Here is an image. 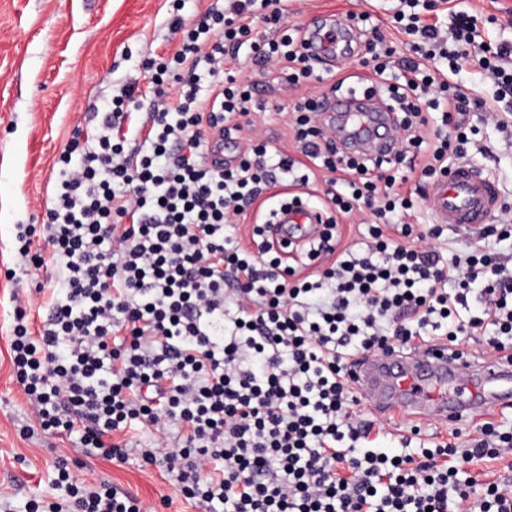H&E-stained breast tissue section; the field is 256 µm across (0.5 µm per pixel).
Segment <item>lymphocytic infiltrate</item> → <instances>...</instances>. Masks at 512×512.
<instances>
[{"mask_svg":"<svg viewBox=\"0 0 512 512\" xmlns=\"http://www.w3.org/2000/svg\"><path fill=\"white\" fill-rule=\"evenodd\" d=\"M419 2L399 0L393 16L416 39L409 57H397L370 13L350 14L372 58L356 74L338 72L307 27L288 23V0H224L194 25L172 15L181 39L167 60L147 61L149 95L123 86L93 142L72 136L43 222L18 227L19 255L37 266L50 249L60 270L47 320L32 329L16 304L10 338L13 378L44 436H77L124 463L123 433L145 426L153 438L141 466L174 476L204 512H512V478L479 484L464 473L472 460L511 456L512 428L487 422L465 443L391 455L376 447L382 425L361 416L349 375L365 354L431 345L458 354L480 330L490 334L482 358L512 363V264L495 249L512 239V207L472 232L464 255L436 249L444 225L414 222L429 185L475 148L471 110L512 137V112L501 108L512 44L481 34L462 10L428 22ZM244 48L290 88L327 81L387 99L400 149L339 154L321 100L305 96L286 116L299 157L241 141L253 88L225 63ZM474 49L494 101L461 90ZM426 101L439 116L424 115ZM139 110L133 147L120 131ZM227 141L236 154L209 165ZM406 159L420 163L414 194L393 171ZM320 171L324 192L298 195ZM279 185L293 196L261 214L255 250L241 248L240 218ZM362 207L373 216L366 235L340 245V221ZM305 208L317 211L318 233L278 240L280 214ZM56 470L63 495L29 512H157L109 482H80L67 460Z\"/></svg>","mask_w":512,"mask_h":512,"instance_id":"1","label":"lymphocytic infiltrate"}]
</instances>
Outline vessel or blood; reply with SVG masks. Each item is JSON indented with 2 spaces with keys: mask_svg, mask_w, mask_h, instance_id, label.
<instances>
[{
  "mask_svg": "<svg viewBox=\"0 0 512 512\" xmlns=\"http://www.w3.org/2000/svg\"><path fill=\"white\" fill-rule=\"evenodd\" d=\"M336 110L351 127L343 149L391 150L386 137L393 114L374 101L347 100ZM435 223L472 230L489 223L501 206V190L484 167L457 163L448 180L431 190ZM355 386L376 409L408 413L448 426L487 415L491 407H512V365L447 353L395 352L371 355L353 365Z\"/></svg>",
  "mask_w": 512,
  "mask_h": 512,
  "instance_id": "1",
  "label": "vessel or blood"
}]
</instances>
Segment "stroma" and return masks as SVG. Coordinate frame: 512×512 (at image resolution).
Here are the masks:
<instances>
[{
  "mask_svg": "<svg viewBox=\"0 0 512 512\" xmlns=\"http://www.w3.org/2000/svg\"><path fill=\"white\" fill-rule=\"evenodd\" d=\"M393 0H291L289 23L307 24L314 15L370 12L389 22ZM479 29L512 42V0H465ZM170 0H0V497L11 512H26L33 499L52 498L56 463H73L75 476L88 483L110 480L121 492L159 505V512H202L178 493L172 476L137 459L118 464L94 458L75 440L21 438L29 419L18 385L11 378L9 334L12 293L28 296L34 324L52 307L57 269L45 261L34 276L24 275L14 239L15 225L38 224L53 196L55 162L75 130L94 135L93 115L127 83L147 89V58L168 56L177 39L169 28ZM227 68L237 80L257 83L264 106L253 133L288 154L296 143L282 112L299 94L317 96L326 85L309 82L303 91L285 88L240 52ZM472 122L490 152L485 164L498 181L502 200L512 205V143L476 112ZM17 272L7 280L4 269ZM42 284L35 291L31 281ZM169 506H161V499Z\"/></svg>",
  "mask_w": 512,
  "mask_h": 512,
  "instance_id": "35a3bbf8",
  "label": "stroma"
}]
</instances>
